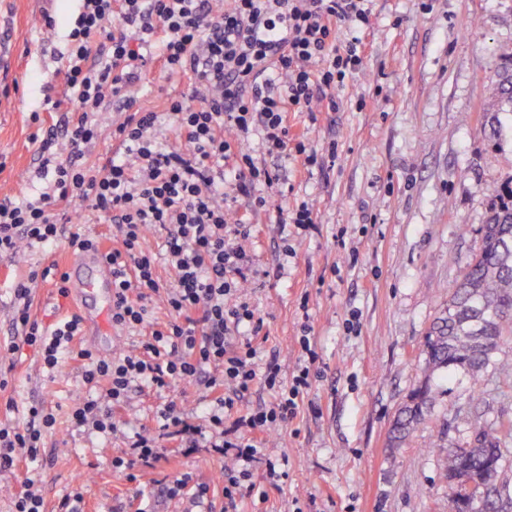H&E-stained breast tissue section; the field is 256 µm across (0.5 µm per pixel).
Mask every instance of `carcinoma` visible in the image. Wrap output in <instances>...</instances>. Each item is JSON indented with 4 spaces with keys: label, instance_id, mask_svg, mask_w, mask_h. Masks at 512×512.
Listing matches in <instances>:
<instances>
[{
    "label": "carcinoma",
    "instance_id": "1",
    "mask_svg": "<svg viewBox=\"0 0 512 512\" xmlns=\"http://www.w3.org/2000/svg\"><path fill=\"white\" fill-rule=\"evenodd\" d=\"M497 112L493 136L503 137L499 115L512 121V56L504 59L498 83L487 91ZM492 205L482 227V246L457 283L448 306L425 339L426 371L462 370L477 380L488 372L493 358L512 342V179L492 189ZM431 386L413 391L410 404L399 412L391 442L405 443L430 412ZM512 421L478 429L463 445L448 444L443 477L448 489L475 483L483 495L470 499L458 512H512Z\"/></svg>",
    "mask_w": 512,
    "mask_h": 512
}]
</instances>
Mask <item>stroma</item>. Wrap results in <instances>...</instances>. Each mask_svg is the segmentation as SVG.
<instances>
[{"label":"stroma","mask_w":512,"mask_h":512,"mask_svg":"<svg viewBox=\"0 0 512 512\" xmlns=\"http://www.w3.org/2000/svg\"><path fill=\"white\" fill-rule=\"evenodd\" d=\"M80 0H0V29L14 48L12 68L0 82V202L37 194L39 146L64 113L44 109L59 95L55 71L66 64L67 34ZM368 24L352 26L365 45L362 65L336 92L337 112L291 115L308 127L309 150L323 167H305L295 153L272 155L259 133L242 143L258 167L279 179L263 187L273 209L253 212L247 199L234 207L256 227L246 242L251 258L244 292L266 336L259 361L276 363L283 384L297 372L300 336L318 355V378L299 402L296 418L273 433L250 466V481L266 501L240 497L232 512H452L441 472L449 442L476 428L512 418V389L499 386V371L512 369V347L480 381L464 372L435 373L432 409L406 444L390 447L398 409L424 378L423 344L433 320L448 304L451 287L477 255L490 207V191L512 178V139L495 141L486 119L492 111L484 86L512 55V0H372ZM55 18L53 29L43 13ZM187 79L146 66L135 90L145 110L163 111L167 98L189 93ZM42 123L30 120L32 112ZM127 116L112 100L101 114L105 133L85 152L97 169L121 151L110 132ZM308 201L314 222L289 221L296 202ZM67 240L50 248L0 257V345L10 343L14 283L34 263L63 264ZM79 306L61 297L54 281L33 289L31 313L55 324ZM137 335L110 319L84 321L78 344L109 358L132 350ZM9 385L0 389V421L22 420L34 401L52 408L57 423L45 433L35 462L0 476V512L26 472L44 512H186L189 502L167 495L171 481L190 474L210 487L212 512H223L221 476L231 457L207 448H182L166 440L167 459L137 469L128 480L112 467L135 434L158 430L156 413L177 399L190 423L203 422L200 382L157 391L132 388L116 431L75 427L73 402L85 395L81 364L63 356L54 372L43 370L33 347L0 355ZM487 391L488 406L467 408L472 389ZM283 464L281 488L269 486L266 463Z\"/></svg>","instance_id":"stroma-1"}]
</instances>
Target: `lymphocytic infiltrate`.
Segmentation results:
<instances>
[{
	"instance_id": "1",
	"label": "lymphocytic infiltrate",
	"mask_w": 512,
	"mask_h": 512,
	"mask_svg": "<svg viewBox=\"0 0 512 512\" xmlns=\"http://www.w3.org/2000/svg\"><path fill=\"white\" fill-rule=\"evenodd\" d=\"M367 0H81V11L68 33L67 65L59 70L66 96L46 98L48 111L71 118L61 133H49L69 146L54 168L50 185L36 196L0 204V254L14 255L20 244L43 248L61 236L60 209L78 207L80 223L115 225L119 238L107 256L112 264V322L146 331L132 351L105 359L90 349H73L81 318L73 314L53 328L32 320L31 286L54 279L66 282L56 265L30 269L13 287L12 328L34 347L47 371L63 355L81 361L86 397L69 414L77 426L101 432L116 430V409L133 384L163 390L178 382L202 379L206 418L218 432L210 446L232 455L235 465L224 472V497L235 505L241 494L240 469L250 464L260 437L292 421L298 399L310 388L317 354L309 341L301 349L307 360L283 387L278 367L258 369L257 337L263 322L241 294L249 258L242 246L255 231L227 199H248L253 210H268L269 197L258 194L278 176L256 166L241 142L260 132L269 153L302 156L305 166L318 165L307 150L306 136L292 131L288 115L325 104L338 111L335 90L362 64L358 37H341L338 22L368 24ZM165 74L186 76L196 95L172 98L165 112L142 111L134 89L147 60ZM273 72L278 86L264 82ZM120 97L129 116L112 130L125 157L91 170L85 149L102 135L98 117L106 100ZM168 125L172 141L157 131ZM168 230L166 252L175 283L162 289L155 258L145 249L150 229ZM165 294L167 319H150L148 304ZM277 391L266 409L240 412L238 404L255 380ZM26 423H0V473L15 470L19 459L36 460L45 431L56 416L43 405L27 409ZM159 434L137 435L130 458L112 465L127 470L151 467L165 450L162 438H178L181 447L196 448L201 426L190 424L177 401L159 410Z\"/></svg>"
}]
</instances>
